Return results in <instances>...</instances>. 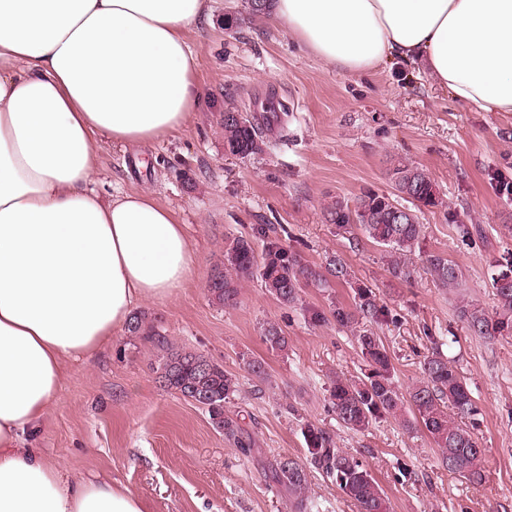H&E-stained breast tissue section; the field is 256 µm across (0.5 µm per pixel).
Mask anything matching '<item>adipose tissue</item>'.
I'll return each mask as SVG.
<instances>
[{
	"instance_id": "adipose-tissue-1",
	"label": "adipose tissue",
	"mask_w": 512,
	"mask_h": 512,
	"mask_svg": "<svg viewBox=\"0 0 512 512\" xmlns=\"http://www.w3.org/2000/svg\"><path fill=\"white\" fill-rule=\"evenodd\" d=\"M214 0H0V512H145L29 439L67 362L188 281L194 252L152 190L103 198L95 145L186 130L202 99L188 32ZM326 67L420 62L460 103L512 112V0H275Z\"/></svg>"
}]
</instances>
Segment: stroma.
<instances>
[{
	"label": "stroma",
	"mask_w": 512,
	"mask_h": 512,
	"mask_svg": "<svg viewBox=\"0 0 512 512\" xmlns=\"http://www.w3.org/2000/svg\"><path fill=\"white\" fill-rule=\"evenodd\" d=\"M246 11L245 0H219L211 24L188 35L208 103L187 130L150 144L96 147V190L108 197L150 188L184 224L197 265L173 298L139 306L154 338L122 331L66 367L36 450L73 476L129 489L147 512H289L287 493L264 467L284 455L304 459L301 427L310 421L363 460L388 512H512V337L475 336L458 316L464 299L493 307L495 262L512 252V194L495 183L512 182V114L463 106L424 68L399 60L362 74L325 68L285 28ZM258 99L275 108L263 124V152L226 153L222 113L252 111ZM394 158L425 170L441 200L420 217L424 233L407 257L408 281L391 275L384 248L359 226L340 234L326 219L335 201L391 192ZM452 210L481 225L485 241L461 242ZM261 224L305 264L340 257L350 283L309 284L286 307L250 279L240 282L236 306L212 302L207 282L226 243L255 237ZM432 252L460 267L463 288L436 285L424 266ZM357 286L390 312L379 334L401 393L422 377L428 335L447 337L443 352L481 410L482 484L448 472L422 428L389 418L356 433L337 422L328 406L332 381L358 375L362 361L347 329L311 324L307 312L352 305ZM269 323L287 336L285 350L264 342ZM167 344L202 352L238 378L225 410L262 448L261 458L244 457L204 410L161 385L156 369ZM252 359L264 361L266 380L248 373Z\"/></svg>",
	"instance_id": "stroma-1"
}]
</instances>
